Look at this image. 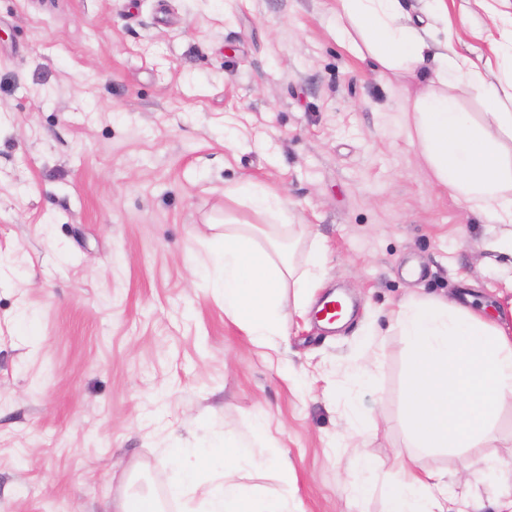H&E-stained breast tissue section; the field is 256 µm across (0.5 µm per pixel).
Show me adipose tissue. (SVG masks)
<instances>
[{"mask_svg":"<svg viewBox=\"0 0 512 512\" xmlns=\"http://www.w3.org/2000/svg\"><path fill=\"white\" fill-rule=\"evenodd\" d=\"M346 18L337 38L363 48L382 69L415 75L433 60L438 90L406 99L403 111L436 185L479 209L500 225L488 241L489 252L512 258V81H486L478 65L450 42L431 51L425 37L404 21L400 0H336ZM470 88L484 110L461 111L442 93L447 84ZM225 197L271 214L272 224H248L224 216L216 258L223 277L215 289L224 315L246 333L252 345L275 347L285 335L282 307L286 289L308 303L325 270V249L309 245L304 266L293 262L299 243L288 224L290 202L271 189L245 180L225 188ZM389 335L402 337L407 349L405 394L400 413L415 448H491L499 443L495 418L500 402L512 398V316L489 320L475 310L441 297L414 295L390 313ZM267 433L264 414L253 416L249 438L211 448H174L180 461L172 499L184 512H292L282 494H268L239 481L255 466V446ZM208 489L201 500L193 491ZM447 475L423 469L417 457L397 463V480L386 493L382 512H460L446 491Z\"/></svg>","mask_w":512,"mask_h":512,"instance_id":"obj_1","label":"adipose tissue"}]
</instances>
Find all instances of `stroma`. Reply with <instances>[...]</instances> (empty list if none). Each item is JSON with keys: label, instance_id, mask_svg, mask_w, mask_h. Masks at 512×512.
I'll return each mask as SVG.
<instances>
[{"label": "stroma", "instance_id": "35a3bbf8", "mask_svg": "<svg viewBox=\"0 0 512 512\" xmlns=\"http://www.w3.org/2000/svg\"><path fill=\"white\" fill-rule=\"evenodd\" d=\"M401 0L431 44L452 40L487 80L512 0ZM335 0H0V512H113L126 489L165 512L170 449L270 427L293 482L261 467L244 483L299 512H381L409 435L399 418L407 352L387 335L360 393L365 442L331 389L410 294L471 296L500 314L512 276L484 262L496 226L433 184L402 105L424 83L336 39ZM286 195L323 240L326 275L277 349L251 346L213 293V225L256 222L225 187ZM350 321L325 326L333 290ZM377 480L347 483L358 453ZM499 448L426 449L448 493L489 502L512 487Z\"/></svg>", "mask_w": 512, "mask_h": 512}]
</instances>
